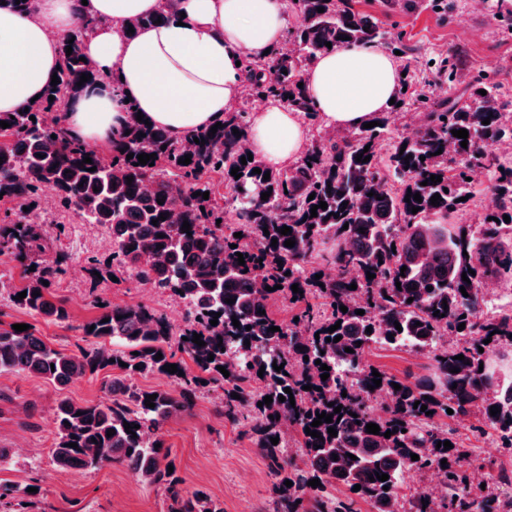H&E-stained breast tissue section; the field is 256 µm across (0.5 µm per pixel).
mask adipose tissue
Returning a JSON list of instances; mask_svg holds the SVG:
<instances>
[{"mask_svg": "<svg viewBox=\"0 0 512 512\" xmlns=\"http://www.w3.org/2000/svg\"><path fill=\"white\" fill-rule=\"evenodd\" d=\"M90 0L98 23L81 29L72 0H35L29 12L0 9V112H16L42 94L57 72L60 48L80 35L97 81L67 101L63 122L93 148L116 138L132 103L151 124L181 136L223 121L239 96L243 57L261 59L283 41V0ZM166 20L121 30L124 22L159 11ZM320 121L355 129L384 111L397 92V63L378 47L341 46L304 75ZM307 139L303 115L260 107L248 131L251 150L267 165L295 161Z\"/></svg>", "mask_w": 512, "mask_h": 512, "instance_id": "obj_1", "label": "adipose tissue"}]
</instances>
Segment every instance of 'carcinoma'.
I'll list each match as a JSON object with an SVG mask.
<instances>
[{"instance_id":"carcinoma-1","label":"carcinoma","mask_w":512,"mask_h":512,"mask_svg":"<svg viewBox=\"0 0 512 512\" xmlns=\"http://www.w3.org/2000/svg\"><path fill=\"white\" fill-rule=\"evenodd\" d=\"M292 4L300 18L293 48L274 52L266 68H255L248 58L242 67L251 99L284 100L291 110L314 121L318 111L309 89L298 87L305 67L330 47L384 45L388 33L378 18L356 10L352 0H292ZM319 7L324 12H318ZM81 57L80 40L64 42L59 83L48 85L41 101L28 110L0 113V121L10 124L0 127V137L6 139L0 144V200L11 204L0 211V256L35 266L25 271L22 285L0 278V288L9 289L13 307L26 315L57 324L69 322L65 302L51 292V285L68 272V264L60 252L47 256L50 231L60 237L66 225L51 227L38 213L44 188L50 186L55 207L108 230L111 263L103 267L98 258L89 256V271L104 279L128 269L138 280L180 300L187 316L184 327L177 328L147 305L98 301L97 313L77 326L84 344L71 351L51 347L32 326L18 332L0 321V373H26L59 389L105 373L104 396L98 401H58L51 448L56 468L91 471L123 464L141 484L164 491L167 512H224V504L205 491L181 487L177 473L168 471L175 459L160 434L163 422L190 410L198 392L220 386L224 399L219 416L234 420L240 410H248L249 432L279 476L273 512H354V500L332 499L330 490L337 486L354 492L371 512H391L404 471L430 469L441 473L448 484L442 512H512V501L505 502L467 479L460 465L465 453L453 431L437 425V420L447 417L473 420L477 429L493 431L501 447L512 450V380L505 381L491 362L499 347L512 345V309L492 319L479 316L485 303L480 285L493 279L512 281V221L504 220L512 218V161L488 149L491 143L512 141V123L506 119L512 100L501 99L491 80L477 79L469 85V101L424 113L411 138L393 137L394 113L377 112L372 120L379 125L314 144L289 169L271 168L256 156L241 163L249 153L246 112L228 113L214 134L206 128L175 137L163 127L138 121L137 112L128 105L130 134H120L109 153L99 154L68 138L58 120L48 118L65 96L76 95L97 80ZM84 73L91 79L82 83ZM480 89L486 95L478 93ZM487 118L490 124H482ZM235 129L240 135L233 134ZM453 129L468 131L467 147L452 135ZM196 138L205 144L195 143ZM384 141L390 149L383 156L379 146ZM129 153L134 158H127ZM142 153L156 154L154 165L139 164L137 155ZM363 153L370 156L366 163L356 160ZM187 155L191 163L181 164ZM86 156L92 163L84 162ZM93 166L96 170L89 171ZM236 167L242 173L238 179L231 176ZM255 168L261 173H252ZM477 169L492 175L498 205L482 216L478 231L471 233L450 219L466 207L463 198L470 196L469 178ZM432 175L441 176V182H431ZM425 180L428 185H421ZM219 183L225 189L223 200L216 197ZM266 191L270 196L264 201L261 194ZM195 192L199 196H193ZM408 193L420 194L422 202L405 200ZM436 193L439 205L433 206L431 197ZM159 199L164 203L158 204ZM226 201L237 211L236 224L217 223L224 219ZM322 201L327 209L319 208L317 216H311L312 206ZM25 206L29 211L23 210ZM418 206L421 210L412 213ZM162 214L166 219H160ZM186 221L188 234L182 231ZM284 226L292 232L279 233ZM238 232L241 237H234ZM288 239L295 245L285 246ZM239 252L243 265L238 264ZM319 259L332 266L333 275L315 278L313 264ZM470 269L475 274L468 273ZM369 272L375 278H367ZM464 272L467 282L462 280ZM294 284L303 294L293 293ZM351 284L357 288L349 289ZM276 285L279 289L266 290ZM429 286L433 290H427ZM462 286L466 297L460 292ZM23 291L26 297L16 299ZM35 291L40 295L33 296ZM281 297L301 309L298 321L284 323L273 316L272 306ZM228 298L235 302L226 303ZM342 305L347 312L341 311ZM358 310L365 314H356ZM214 318L215 326L210 324ZM234 318L240 326L233 325ZM337 323L340 327L329 332ZM397 323L402 330L395 328ZM462 323L465 328L460 331ZM272 326L279 330L269 331ZM196 333L204 346L192 342ZM337 336L340 340L333 341ZM445 336L455 341L443 346ZM328 337L332 341H326ZM489 337L492 341L483 343ZM373 344L433 353L430 376L424 382L380 373L379 389L389 391L392 401L378 410L370 405L372 369L362 365ZM230 345L244 359L230 357ZM347 347L353 352H345ZM159 353L162 358L157 360ZM183 354L192 366L185 365ZM460 354L464 359H456ZM317 360L321 364H315ZM170 364L177 365L173 377L180 380L178 390L133 384L137 377L165 373L163 367ZM275 364L284 368L277 371ZM323 364L331 367L325 380ZM220 366L229 376L218 370ZM262 367L265 372L260 377ZM453 368L458 372H451ZM349 369L361 376L356 388L349 382ZM395 383L401 389H394ZM307 385L312 389H305ZM286 388L292 394L285 393ZM235 393L240 398H232ZM153 394L155 407L149 408L146 396ZM266 396L273 402L258 406ZM417 401L431 414L414 408ZM338 405L342 409L337 414ZM494 406L500 413L492 416ZM322 412L333 415L332 423L316 427L320 437H312L305 428ZM126 422L134 426L130 434ZM369 423L378 425L380 434L367 432ZM330 427L337 436H330ZM110 429L115 430L111 437ZM290 429L301 436V464L284 457ZM388 431L391 435L386 438ZM272 437L279 438L278 444L271 443ZM440 441L453 448L437 447ZM72 443L77 447H70ZM413 454L419 459L412 460ZM352 455L356 459H350ZM378 473L389 479L369 480ZM316 478L320 486H309ZM286 480L292 486H286ZM357 484L361 489L355 492ZM25 495V487L0 483L1 508Z\"/></svg>"}]
</instances>
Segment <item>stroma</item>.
I'll use <instances>...</instances> for the list:
<instances>
[{
  "label": "stroma",
  "mask_w": 512,
  "mask_h": 512,
  "mask_svg": "<svg viewBox=\"0 0 512 512\" xmlns=\"http://www.w3.org/2000/svg\"><path fill=\"white\" fill-rule=\"evenodd\" d=\"M356 9L379 18L395 45L410 46L409 54L397 56L399 66L410 69L421 102L401 108L392 127L400 135L410 115L431 110L462 96L469 79L488 76L503 97L512 99V18L497 16L491 4L471 7V0H422L413 12L386 10L382 0H353ZM455 54L460 77L451 82L441 72L448 54ZM53 250L68 257L67 275L54 284L53 293L66 303L70 322L58 325L34 319L39 336L52 347L74 349L80 343L78 327L95 315L91 301L100 297L115 304H144L162 312L174 326L183 320L168 294L141 284L130 273L116 280L92 283L85 270L87 256L106 259L108 232L98 224L78 219L66 221V233L52 242ZM364 365L402 379L426 376L431 363L427 353L409 348L374 345L366 350ZM103 395L102 379L95 376L57 390L44 380L25 374H0V448L9 456L0 463V482L21 486L36 484L38 491L15 504V512H166L162 490L140 485L124 466L114 463L88 472H60L49 452L56 437L54 408L60 397L77 402L96 401ZM218 388H206L184 416L168 420L161 434L176 460L187 489H201L223 502L224 512H271L275 476L249 434L246 417L231 422L217 408ZM456 438L484 476L486 488L501 500L512 499V451L499 448L494 437L482 435L450 421Z\"/></svg>",
  "instance_id": "1"
}]
</instances>
